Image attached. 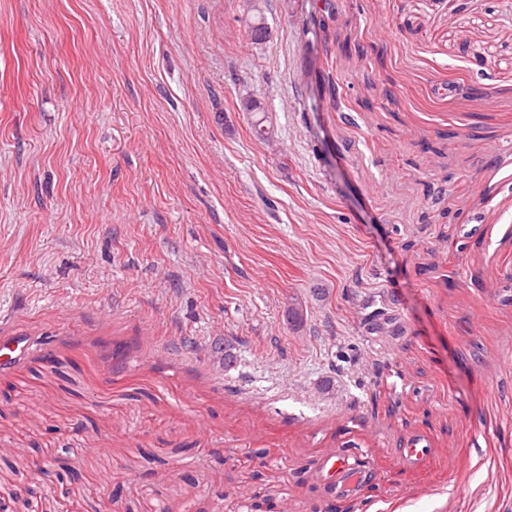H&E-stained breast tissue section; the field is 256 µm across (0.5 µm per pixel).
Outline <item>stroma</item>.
<instances>
[{
	"mask_svg": "<svg viewBox=\"0 0 512 512\" xmlns=\"http://www.w3.org/2000/svg\"><path fill=\"white\" fill-rule=\"evenodd\" d=\"M332 2L0 0L12 512H512V0ZM318 469L336 493L347 498L359 495L367 482V468L352 467L340 451L323 457Z\"/></svg>",
	"mask_w": 512,
	"mask_h": 512,
	"instance_id": "35a3bbf8",
	"label": "stroma"
}]
</instances>
